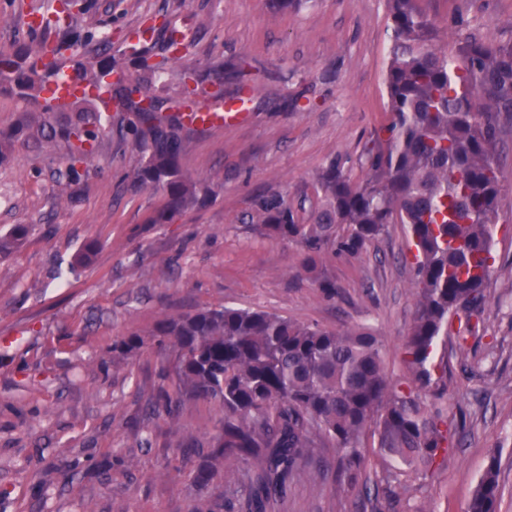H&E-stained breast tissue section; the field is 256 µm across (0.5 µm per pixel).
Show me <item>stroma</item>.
<instances>
[{"instance_id":"35a3bbf8","label":"stroma","mask_w":512,"mask_h":512,"mask_svg":"<svg viewBox=\"0 0 512 512\" xmlns=\"http://www.w3.org/2000/svg\"><path fill=\"white\" fill-rule=\"evenodd\" d=\"M54 2L0 0V50L16 48L30 15ZM90 3L73 21L96 35L84 56H98L100 37L110 36L113 57L135 74L132 33L165 17L187 46L154 89L182 97L180 75L190 71L200 77L197 95L214 93L210 73L220 64L224 97L250 90V116L193 132L180 164L209 197L172 224L151 223L162 195L135 183L142 156L117 140L70 202L58 197L57 156L21 149L0 167V235L29 228L0 258V512H191L220 412L192 398L165 412L175 351L148 335L159 318L227 305L330 329L364 324L383 344L390 380L411 374L407 226L388 225L358 257H325L308 274L300 246L268 236L255 210L257 197L276 191L308 215L316 177L335 159L363 182L370 134L387 117L390 21L385 0H306L288 12L269 0ZM428 13L451 44L457 18L464 32L512 39V0H428ZM497 153L500 219L484 328L465 351L450 336L434 353L443 401L464 424L455 447L439 468L401 485L368 456L365 494L330 475L297 480L282 512H466L493 459L499 512H512V138ZM91 240V264L74 266ZM322 277L334 296L319 288ZM136 331L144 346L121 355L117 344Z\"/></svg>"}]
</instances>
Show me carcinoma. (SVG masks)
Instances as JSON below:
<instances>
[{
	"label": "carcinoma",
	"mask_w": 512,
	"mask_h": 512,
	"mask_svg": "<svg viewBox=\"0 0 512 512\" xmlns=\"http://www.w3.org/2000/svg\"><path fill=\"white\" fill-rule=\"evenodd\" d=\"M58 2L27 26L21 47L0 51V95L22 103L12 124L0 128V166L20 148L56 154L65 163L60 195L71 200L115 132L143 155L135 181L162 193L151 223H173L204 205L207 189L180 165L192 132L182 116L191 92L166 98L148 79L125 74L110 52L91 61L76 56L78 46L95 39L71 27L73 9L87 5ZM386 2L392 44L383 87L391 118L374 131L364 184H352L332 161L318 176L319 204L308 222L276 195L259 200L258 214L272 234L304 248L307 271L329 253L357 255L389 224L408 226L417 249L416 315L405 343L410 381L388 380L382 344L364 326L333 330L218 306L167 316L149 332L160 344L174 341L178 395L221 411L210 457L249 466L248 481L232 490L239 512H270L291 482L316 474L334 471L339 481L357 483L371 428L372 449L390 462L387 474L395 481L436 467L455 445L458 423L448 407L425 402L420 389L434 383L436 341L453 322L461 351L483 322L501 192L495 147L512 136V40L466 36L450 55L424 0ZM144 32L151 44L135 50L137 67L156 75L178 59L186 36L165 23ZM64 65L89 82L116 72L113 102L84 97L55 108L42 94L64 75ZM27 232L17 224L1 235L0 257ZM143 344L134 332L116 349L129 355ZM221 478L206 466L195 483L203 494ZM498 505L494 459L467 512H498Z\"/></svg>",
	"instance_id": "cac0c4a2"
}]
</instances>
